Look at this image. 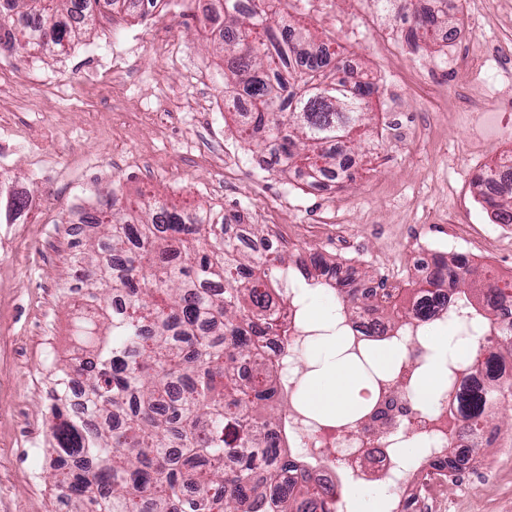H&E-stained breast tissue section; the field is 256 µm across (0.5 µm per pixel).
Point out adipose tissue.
Returning <instances> with one entry per match:
<instances>
[{
	"label": "adipose tissue",
	"instance_id": "ef3b65f1",
	"mask_svg": "<svg viewBox=\"0 0 512 512\" xmlns=\"http://www.w3.org/2000/svg\"><path fill=\"white\" fill-rule=\"evenodd\" d=\"M343 338L337 334L321 337L317 349V370L305 391L304 402L315 413L337 420L365 405V382L357 368L342 355ZM478 345L476 338L433 336L428 343V369L417 397L428 405L432 391L442 376L446 358L468 356Z\"/></svg>",
	"mask_w": 512,
	"mask_h": 512
}]
</instances>
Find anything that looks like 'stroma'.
<instances>
[{"label": "stroma", "instance_id": "1", "mask_svg": "<svg viewBox=\"0 0 512 512\" xmlns=\"http://www.w3.org/2000/svg\"><path fill=\"white\" fill-rule=\"evenodd\" d=\"M502 2L479 26L461 24L463 38H480L489 52L463 85L436 40L387 43L389 29L412 26L420 0H287L289 13L378 80L364 147L340 189L258 165L238 114L224 106L223 57L202 13L181 0L147 20L96 16L63 54H0V172L41 204L37 223L0 224V236L16 239L13 256L0 257V512L58 506L46 409L59 366L79 345L68 298L45 283L71 282L73 248L48 259L39 243L82 196L203 204L253 224H347L360 253L353 274L370 282L388 270L417 281L407 244L416 232L512 281V235L480 204L472 172L512 156V111L499 112L492 148L477 162L470 113L442 107L452 90L481 101L512 93V0ZM171 15L175 35L160 53L153 34ZM440 213L449 223L435 222ZM501 430L471 471L440 486L431 512H512V426Z\"/></svg>", "mask_w": 512, "mask_h": 512}]
</instances>
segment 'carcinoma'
I'll return each mask as SVG.
<instances>
[{"instance_id": "cac0c4a2", "label": "carcinoma", "mask_w": 512, "mask_h": 512, "mask_svg": "<svg viewBox=\"0 0 512 512\" xmlns=\"http://www.w3.org/2000/svg\"><path fill=\"white\" fill-rule=\"evenodd\" d=\"M259 2L251 12L229 7L218 38L224 85L253 99L239 131L254 141L264 133L276 163L308 184L340 183L350 178L343 147H358L353 133L367 125L375 83L331 65L339 53L290 22L282 0ZM17 14L43 39L18 31L0 49L63 52L93 17L83 0H3L0 29ZM446 15L416 17L411 36ZM482 203L512 224L511 186ZM25 206L0 183V224ZM102 227L115 261L80 281L96 302L74 320L86 358L59 370L51 397L58 500L72 512H310L307 503L336 512L330 489L303 473L285 478L300 465L273 432L279 362L260 355V341L274 332L271 275L284 260L243 252L247 236L269 250L258 225L230 236L222 210L114 199ZM431 287L482 302L479 334L494 351L477 352L470 366L492 379L498 360L512 358V323L495 319L508 295L458 258L442 261ZM330 288L342 309H361L353 289ZM242 359L251 361L247 375ZM505 392L500 385L471 395L461 431L476 434L490 423Z\"/></svg>"}]
</instances>
